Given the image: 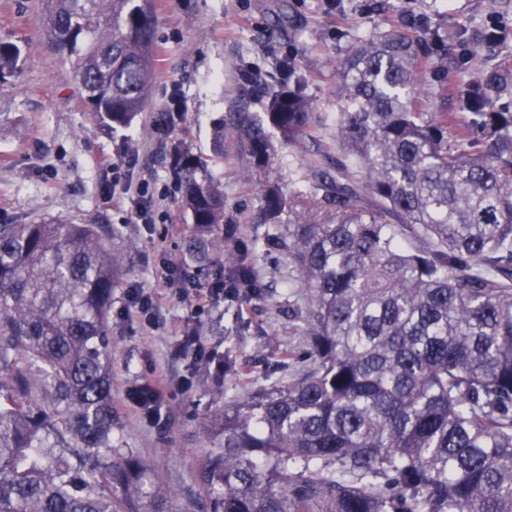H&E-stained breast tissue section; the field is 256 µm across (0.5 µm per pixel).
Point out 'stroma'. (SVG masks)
Returning <instances> with one entry per match:
<instances>
[{"mask_svg":"<svg viewBox=\"0 0 512 512\" xmlns=\"http://www.w3.org/2000/svg\"><path fill=\"white\" fill-rule=\"evenodd\" d=\"M152 6L149 99L128 128L111 132L88 112L68 64L49 45L41 0H0V41L22 48L19 77L0 89V224L72 221L115 229L112 244L130 270L112 296L113 434L151 465L178 512H199V473L210 447L201 423L213 368L191 355L170 363L169 350L187 325L199 324L203 347L220 345L236 364L224 374L228 402L272 376L292 381V370L274 365L283 351L306 341L293 315L305 290L287 250L268 242L293 218L269 223L262 193L269 183L297 187L311 158L340 157L338 62L357 33L405 23L440 28L448 38L493 19L511 31L512 0H152ZM288 56L324 119L314 142L283 143L264 123L265 99L245 79L253 69L275 73ZM175 83L183 93L180 112L169 101ZM243 112L264 124L266 157L256 156L248 140L228 139L223 163H215V121L229 126ZM175 146L209 163L223 182L229 238L222 251L235 257L224 272L249 270L256 294L218 296L205 283L171 285L193 228L170 163ZM128 186L144 190L143 220L116 202ZM133 284L151 294L153 323L131 310L125 289ZM164 367L170 379L160 414L150 420L127 393Z\"/></svg>","mask_w":512,"mask_h":512,"instance_id":"stroma-1","label":"stroma"}]
</instances>
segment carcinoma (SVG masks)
I'll return each instance as SVG.
<instances>
[{
    "label": "carcinoma",
    "mask_w": 512,
    "mask_h": 512,
    "mask_svg": "<svg viewBox=\"0 0 512 512\" xmlns=\"http://www.w3.org/2000/svg\"><path fill=\"white\" fill-rule=\"evenodd\" d=\"M46 31L87 107L111 130L144 110L150 0H46ZM354 39L337 68L343 160L308 162L301 187L265 188L283 210L308 291L309 366L210 413L207 512H512V68L486 67L454 112L415 88L439 35ZM480 41L507 47L486 25ZM21 48L0 41V86ZM259 80L290 144L313 137L291 58ZM267 155L259 124L214 126ZM178 190L193 230L182 280L218 292L224 190L186 157ZM327 206L310 219V199ZM100 224H0V512H170L136 453L112 442V294L126 258Z\"/></svg>",
    "instance_id": "1"
}]
</instances>
